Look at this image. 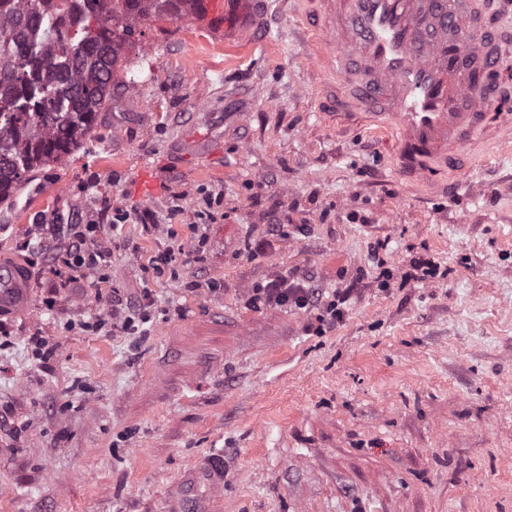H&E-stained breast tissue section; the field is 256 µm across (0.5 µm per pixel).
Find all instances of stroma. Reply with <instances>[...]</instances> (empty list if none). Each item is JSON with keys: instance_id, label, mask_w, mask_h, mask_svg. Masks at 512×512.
I'll use <instances>...</instances> for the list:
<instances>
[{"instance_id": "1", "label": "stroma", "mask_w": 512, "mask_h": 512, "mask_svg": "<svg viewBox=\"0 0 512 512\" xmlns=\"http://www.w3.org/2000/svg\"><path fill=\"white\" fill-rule=\"evenodd\" d=\"M292 2L225 42L195 15L139 21L91 135L0 203V264L31 277L0 316V512H168L173 485L212 512H512V140L467 161L471 187L406 182L391 141L330 112ZM205 190L224 200L199 260ZM73 212L109 287L37 256ZM419 259L441 276L409 279ZM281 272L343 293V321L316 336L313 313L248 306ZM147 291L138 332L83 329ZM218 452L223 489L194 483Z\"/></svg>"}]
</instances>
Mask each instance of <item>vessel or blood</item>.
I'll use <instances>...</instances> for the list:
<instances>
[{
  "instance_id": "obj_1",
  "label": "vessel or blood",
  "mask_w": 512,
  "mask_h": 512,
  "mask_svg": "<svg viewBox=\"0 0 512 512\" xmlns=\"http://www.w3.org/2000/svg\"><path fill=\"white\" fill-rule=\"evenodd\" d=\"M212 28L223 30L235 0H203ZM324 19L310 26L317 64L345 86L343 108L386 116L400 171L431 176L436 165L470 154L477 135H512L500 68L507 51L489 54L479 19L482 0H321ZM462 45L460 55L449 47ZM31 299L26 264L0 268V312Z\"/></svg>"
}]
</instances>
